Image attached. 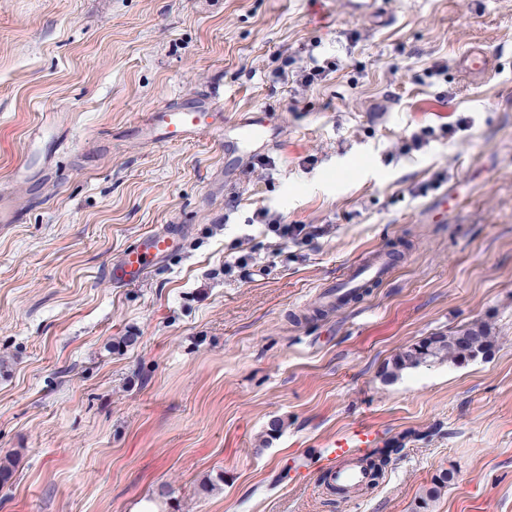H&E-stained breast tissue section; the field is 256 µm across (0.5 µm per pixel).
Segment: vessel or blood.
Instances as JSON below:
<instances>
[{"label": "vessel or blood", "mask_w": 512, "mask_h": 512, "mask_svg": "<svg viewBox=\"0 0 512 512\" xmlns=\"http://www.w3.org/2000/svg\"><path fill=\"white\" fill-rule=\"evenodd\" d=\"M461 58L467 75L489 78L493 71L492 57L483 48L466 49ZM222 124L218 106L202 99L190 106L163 107L148 113L140 125L144 139L165 144L183 143L219 129ZM233 135L224 142L225 149L240 150L242 146L262 138L267 128L264 122L245 120L232 127ZM183 229L166 224L135 241L111 263L109 278L119 287H131L143 281L158 262L180 249ZM392 266L390 257H381L375 263L359 261L348 268L345 281L338 284L336 296H343L365 283L384 280ZM378 444V431L372 425L356 421L337 433L330 442L320 465L322 474L330 476L339 485L354 488L365 484L369 474L362 459Z\"/></svg>", "instance_id": "obj_1"}]
</instances>
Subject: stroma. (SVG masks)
Here are the masks:
<instances>
[{
	"label": "stroma",
	"mask_w": 512,
	"mask_h": 512,
	"mask_svg": "<svg viewBox=\"0 0 512 512\" xmlns=\"http://www.w3.org/2000/svg\"><path fill=\"white\" fill-rule=\"evenodd\" d=\"M475 44L482 82L458 62ZM199 99L233 123L266 111L267 142L136 139ZM2 193L25 216L0 226V512H512V0H0ZM262 208L308 237L278 239ZM165 224L181 249L114 287L110 263ZM379 251L399 256L387 280L306 318ZM471 323L488 359L384 382ZM358 419L403 444L375 486L345 502L293 478ZM460 58L464 62V72L478 79L489 78L493 71L492 57L483 48L475 46L466 49Z\"/></svg>",
	"instance_id": "35a3bbf8"
}]
</instances>
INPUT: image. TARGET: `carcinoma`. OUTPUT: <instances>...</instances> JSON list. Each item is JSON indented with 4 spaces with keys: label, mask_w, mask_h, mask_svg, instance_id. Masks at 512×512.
<instances>
[{
    "label": "carcinoma",
    "mask_w": 512,
    "mask_h": 512,
    "mask_svg": "<svg viewBox=\"0 0 512 512\" xmlns=\"http://www.w3.org/2000/svg\"><path fill=\"white\" fill-rule=\"evenodd\" d=\"M494 347L495 337L483 323L464 326L448 334L428 336L397 353L384 370V380L393 382L404 371L428 363L461 364L485 359Z\"/></svg>",
    "instance_id": "1"
}]
</instances>
